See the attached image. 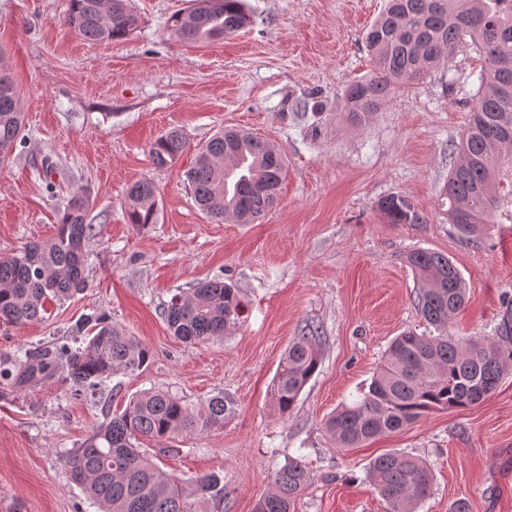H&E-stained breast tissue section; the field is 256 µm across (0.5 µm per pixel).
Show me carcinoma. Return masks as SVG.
<instances>
[{"instance_id": "1", "label": "carcinoma", "mask_w": 512, "mask_h": 512, "mask_svg": "<svg viewBox=\"0 0 512 512\" xmlns=\"http://www.w3.org/2000/svg\"><path fill=\"white\" fill-rule=\"evenodd\" d=\"M506 0H388L371 24L365 43L373 69L344 92V111L359 125L378 111L396 90L424 78L444 64L465 40L485 57L472 104V118L452 168L445 196L448 223L465 240L483 236L490 224L509 221L512 190L500 195L501 172L512 177V6ZM249 16L243 0H193L175 13L169 28L181 41L208 44L243 28ZM65 23L91 41H117L131 35L139 17L131 0H68ZM23 125L19 97L11 78L0 73V161L16 147ZM187 147L183 134L171 129L151 145L153 163H173ZM285 156L259 137L222 130L198 148L186 171L195 203L208 217L231 216L254 224L278 202ZM390 224H425L413 203L390 195L379 203ZM157 188L145 178L125 196L130 224L156 220ZM89 205L81 193L67 201L56 236L31 241L0 256V323L23 326L44 318L48 305L87 288L92 236ZM417 281V307L426 322L418 334L406 331L391 342L385 357L355 402L325 422V431L340 448H358L417 422L437 410L472 406L497 389L512 372V315L503 318L496 336L459 338L451 320L465 304L467 288L447 255L417 249L406 256ZM246 304L231 284L214 279L190 295L178 293L165 304L163 317L185 342H206L244 322ZM81 344L58 341L24 344L0 352V397L22 389L61 382L75 399L96 401L119 374L140 371L149 349L104 314L86 316L77 333ZM311 336H299L285 351L274 379L278 409L290 413L319 367ZM229 400L215 396L188 407L164 390L133 395L120 413L105 415L67 457L70 479L99 512H205L208 501L229 494L224 479L201 476L191 483L161 470L140 446L143 438L173 440L204 433L224 424ZM368 478L386 512H414L431 489L430 465L404 452H387L368 468ZM302 458H292L271 477L272 489L261 496L255 512H296L307 487Z\"/></svg>"}]
</instances>
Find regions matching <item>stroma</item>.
<instances>
[{"label": "stroma", "instance_id": "obj_1", "mask_svg": "<svg viewBox=\"0 0 512 512\" xmlns=\"http://www.w3.org/2000/svg\"><path fill=\"white\" fill-rule=\"evenodd\" d=\"M251 25L197 45L169 18L191 0H134L140 22L120 41L77 36L68 0H0V66L13 80L25 131L0 163V254L55 236L71 193L89 198L94 232L89 286L51 304L46 321L0 326V351L54 338L103 313L150 350L146 367L111 382L112 409L160 388L197 406L234 405L223 426L145 442L164 470L216 474L230 494L208 512H254L270 475L303 456L309 483L297 512H385L366 469L398 450L431 464L435 480L417 512H512V374L485 401L429 414L358 448L341 449L323 423L356 401L391 340L426 323L406 262L414 249L448 255L468 287L456 335L494 336L512 299V224L478 241L459 238L441 204L459 160L483 60L465 45L424 80L397 92L365 123L342 106L346 85L371 69L364 35L385 0H246ZM320 101V113L303 110ZM226 127L286 155L279 202L255 224L217 223L194 202L185 173L194 146ZM178 128L190 144L153 165L151 144ZM158 188L155 223L128 224L134 182ZM409 198L423 224H391L382 198ZM220 278L239 289L247 318L204 344L178 340L161 316L171 296ZM314 333L319 367L294 410L273 398L279 361ZM103 419L102 407L56 383L0 398V512H96L70 480L66 455Z\"/></svg>", "mask_w": 512, "mask_h": 512}]
</instances>
